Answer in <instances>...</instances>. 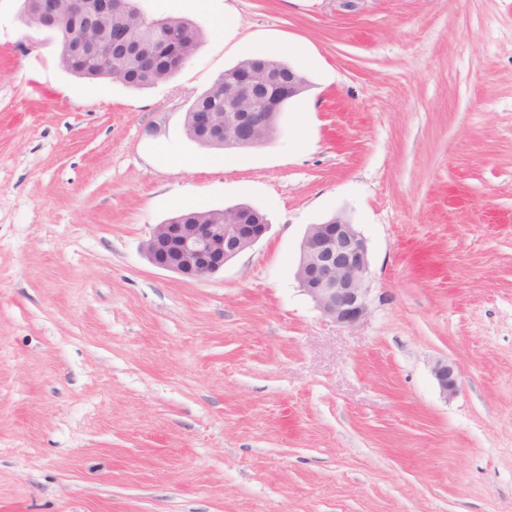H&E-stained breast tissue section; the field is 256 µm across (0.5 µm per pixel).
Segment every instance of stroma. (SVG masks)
<instances>
[{
    "instance_id": "35a3bbf8",
    "label": "stroma",
    "mask_w": 512,
    "mask_h": 512,
    "mask_svg": "<svg viewBox=\"0 0 512 512\" xmlns=\"http://www.w3.org/2000/svg\"><path fill=\"white\" fill-rule=\"evenodd\" d=\"M0 0V512H512V0H141L205 34L134 89L58 64ZM269 54L310 87L250 149L196 96ZM270 228L188 282L177 208ZM367 240L349 329L295 278L309 225ZM455 366L444 396L432 374ZM433 375L441 393L448 397L458 390V375L448 362H437L433 367Z\"/></svg>"
}]
</instances>
